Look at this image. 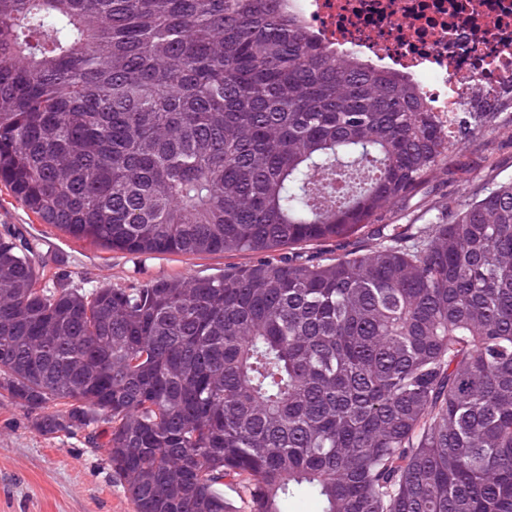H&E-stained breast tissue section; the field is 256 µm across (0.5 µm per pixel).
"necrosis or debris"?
I'll return each instance as SVG.
<instances>
[{
  "mask_svg": "<svg viewBox=\"0 0 512 512\" xmlns=\"http://www.w3.org/2000/svg\"><path fill=\"white\" fill-rule=\"evenodd\" d=\"M323 44L413 80L444 125L512 78V0H284Z\"/></svg>",
  "mask_w": 512,
  "mask_h": 512,
  "instance_id": "4bbe7bcc",
  "label": "necrosis or debris"
}]
</instances>
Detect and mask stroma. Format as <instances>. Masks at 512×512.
<instances>
[{"instance_id":"stroma-1","label":"stroma","mask_w":512,"mask_h":512,"mask_svg":"<svg viewBox=\"0 0 512 512\" xmlns=\"http://www.w3.org/2000/svg\"><path fill=\"white\" fill-rule=\"evenodd\" d=\"M512 180V99L497 103L480 134L459 137L452 163L435 170L411 200L387 207L389 224H425L480 197L494 182ZM37 243L46 264L44 282L90 290L140 286L162 279L217 276L250 263L251 255H135L74 239L41 223L0 184V235ZM37 411L0 396V512H135L105 447L89 443L83 429L53 435L38 431Z\"/></svg>"}]
</instances>
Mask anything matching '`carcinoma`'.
I'll list each match as a JSON object with an SVG mask.
<instances>
[{
	"label": "carcinoma",
	"instance_id": "cac0c4a2",
	"mask_svg": "<svg viewBox=\"0 0 512 512\" xmlns=\"http://www.w3.org/2000/svg\"><path fill=\"white\" fill-rule=\"evenodd\" d=\"M281 2L0 0L17 202L128 253L257 256L83 292L37 287L0 235V395L43 434L105 436L135 512H232L226 479L251 512L301 489L322 512H512V180L381 223L453 143L414 82ZM359 232L365 253H286ZM224 499L232 504L235 512H250L249 495L242 485L236 481L225 480L221 488Z\"/></svg>",
	"mask_w": 512,
	"mask_h": 512
}]
</instances>
